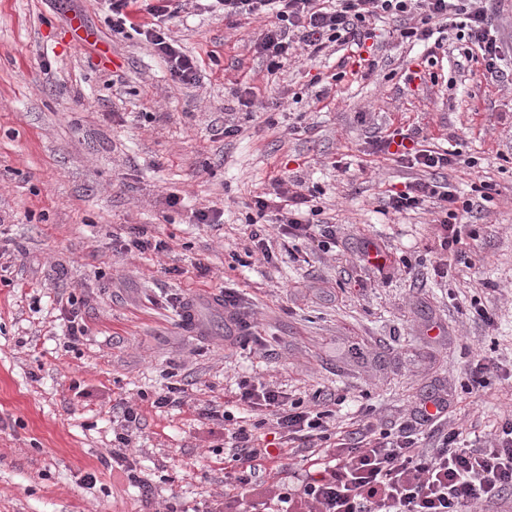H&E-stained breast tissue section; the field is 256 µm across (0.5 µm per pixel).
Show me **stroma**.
<instances>
[{
    "instance_id": "obj_1",
    "label": "stroma",
    "mask_w": 512,
    "mask_h": 512,
    "mask_svg": "<svg viewBox=\"0 0 512 512\" xmlns=\"http://www.w3.org/2000/svg\"><path fill=\"white\" fill-rule=\"evenodd\" d=\"M75 17L88 38L73 37ZM261 27L187 7L170 29L202 66L192 87L138 38L113 37L97 0H0V512H222L224 425L204 411L245 376L293 399L343 398L350 430L366 410L425 438L469 427L476 445L512 417V80L455 39L402 40L394 20L379 25L373 70L339 46L273 69L253 48ZM228 121L238 135L223 136ZM403 129L456 152L443 182L493 186L445 275L433 206L388 205L421 176L376 149ZM284 174L317 187L336 245L296 240L242 265L250 205ZM204 207L221 223H194ZM134 225L169 252L113 251ZM222 285L250 323L234 337L213 299ZM475 298L493 324L466 316ZM73 305L88 327L74 346ZM477 353L499 368L468 394ZM173 385L183 405L156 407ZM431 396L447 398L446 420L423 419ZM123 405L140 416L129 447L143 491L110 465Z\"/></svg>"
}]
</instances>
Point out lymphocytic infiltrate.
Instances as JSON below:
<instances>
[{
    "label": "lymphocytic infiltrate",
    "mask_w": 512,
    "mask_h": 512,
    "mask_svg": "<svg viewBox=\"0 0 512 512\" xmlns=\"http://www.w3.org/2000/svg\"><path fill=\"white\" fill-rule=\"evenodd\" d=\"M111 12L113 35L135 33L169 67L173 79L195 86L202 80L198 59L186 54L169 29L172 19L185 12L190 0H146L147 22L136 23L128 8L134 0H105ZM208 12L228 20H256L263 28L254 43L256 54L272 61L319 53L336 45L362 50L375 38L374 23L381 18L399 21L402 39L429 42L435 32L455 28L465 56L480 54L486 73L506 77L505 62L512 59L506 43L492 24L481 0H206ZM381 153H395L410 166L428 171L429 179L410 184L390 195L396 212L436 202L441 213L442 251L457 255L461 236L454 225L459 213L478 214L490 197L488 184L472 186L467 198L450 191L435 178L453 162L448 151L420 143L396 146L394 137L378 140ZM286 177L273 181V190L255 196L246 256L272 261L269 238L257 224L267 211L277 213V233L283 242L307 240L328 250L336 243L332 225L319 221L312 198L294 190ZM227 411L208 410L207 418L228 422L229 442L224 467V512H249L251 496L267 491L262 512H471L476 505L495 504L512 496V420H505L488 444L467 443L464 428L441 434L432 446H422L411 433L364 428L343 430L329 402L291 400L265 385L241 379ZM255 415L254 423L234 421V410ZM272 424L276 448L260 446L257 431ZM315 448L308 468L279 479L283 449ZM276 475L267 483L268 475Z\"/></svg>",
    "instance_id": "obj_1"
}]
</instances>
